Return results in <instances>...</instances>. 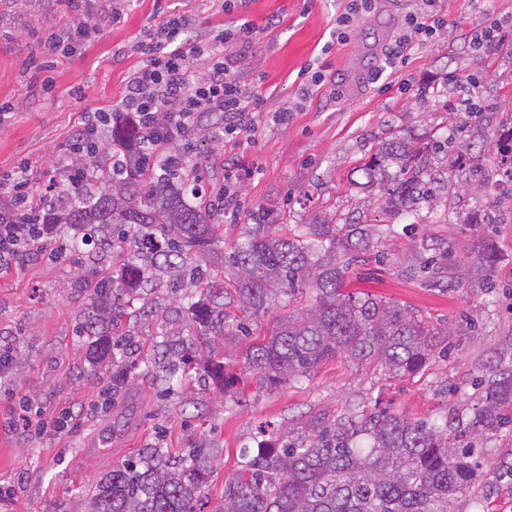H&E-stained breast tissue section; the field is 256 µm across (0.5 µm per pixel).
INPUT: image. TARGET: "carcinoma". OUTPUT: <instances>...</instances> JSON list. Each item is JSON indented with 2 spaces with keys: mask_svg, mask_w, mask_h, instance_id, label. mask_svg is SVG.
Here are the masks:
<instances>
[{
  "mask_svg": "<svg viewBox=\"0 0 512 512\" xmlns=\"http://www.w3.org/2000/svg\"><path fill=\"white\" fill-rule=\"evenodd\" d=\"M162 151L172 159L152 162L134 153L109 167L86 158L88 192L61 216L78 233L73 249L90 247L85 255L93 265L125 244L134 248L127 284L117 287L96 274L79 283L90 292L81 329L96 337L95 363L112 370L113 387L124 383L122 358L112 351V329L128 313L120 294L145 291L158 274L173 291L157 332L160 359L183 363L192 345L224 387L236 376L225 369L218 343L247 333L248 322L280 296L290 302L305 296L308 303L249 341L244 370L261 388L296 382L330 359L401 377L421 369L438 349L448 350L442 336L450 332L418 312L344 291L350 267L367 260L370 243L383 233L354 213L292 224L277 234L268 213L254 211L244 239L220 253L230 277L217 276L211 254L220 225L202 177L187 153L167 145ZM441 151L448 170L438 173L428 155ZM491 160L512 179V129L494 138L473 129L460 141L391 137L378 144L365 169L380 180L381 210L416 220V203L438 195L453 201V171L463 164L471 167L472 190L483 191V167ZM493 265L489 251L474 254V274L488 288ZM452 266L448 247L435 257L417 255L404 273L453 288ZM181 324L195 330L192 343L173 329ZM477 400L465 416L452 409L437 419L414 418L376 400L371 408L353 403L332 419L314 418L299 435L282 432L276 453L248 458L224 487L216 512H452L458 494L480 477L478 439L512 425L511 363L499 357L485 365ZM211 455L209 448H192L176 460L165 448H146L101 478L82 512H193Z\"/></svg>",
  "mask_w": 512,
  "mask_h": 512,
  "instance_id": "cac0c4a2",
  "label": "carcinoma"
}]
</instances>
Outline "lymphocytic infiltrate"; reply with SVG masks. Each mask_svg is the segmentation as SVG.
<instances>
[{"label": "lymphocytic infiltrate", "instance_id": "1", "mask_svg": "<svg viewBox=\"0 0 512 512\" xmlns=\"http://www.w3.org/2000/svg\"><path fill=\"white\" fill-rule=\"evenodd\" d=\"M191 25L183 14L148 31L140 44L147 62L130 77L120 104L86 112L73 140L58 152L56 174L39 198L27 191L28 163L0 180V269L15 268L21 257L56 239L59 210L86 190L87 178L78 175V161L97 156L104 127H132L137 151L154 156L167 142L190 146L191 132L212 114L218 117L215 129L225 139L257 130L263 101L229 70L232 56L250 46L253 27L243 23L194 42L187 36ZM443 27L428 14L407 16L401 33L384 49L386 64L396 65L414 46L434 40ZM198 59L205 60L206 73L196 70Z\"/></svg>", "mask_w": 512, "mask_h": 512}]
</instances>
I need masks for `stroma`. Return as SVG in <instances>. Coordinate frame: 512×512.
<instances>
[{
    "label": "stroma",
    "instance_id": "1",
    "mask_svg": "<svg viewBox=\"0 0 512 512\" xmlns=\"http://www.w3.org/2000/svg\"><path fill=\"white\" fill-rule=\"evenodd\" d=\"M90 6L99 27L74 47L70 35L80 14L64 0H0V104L13 107L0 121V175L31 162L30 192L40 195L82 113L119 104L129 77L146 62L139 49L146 31L168 15L193 16L204 37L250 21L252 46L232 71L264 99L265 112L289 105L294 111L288 123L262 122L236 144L206 128L193 135V157L211 198L224 190L225 160L252 170L238 185L245 210L224 219L219 248L242 236L251 209L270 210L278 224H308L360 208L363 223L391 233L373 245L376 259L356 266L347 290L398 302L436 327L452 328L451 348L399 378L333 360L298 383L265 389L242 376L225 393L202 364L192 363L189 383L170 392L159 371L148 368L156 318L133 316L117 330L129 381L107 402L90 339L80 332L88 296L75 287L76 263L28 256L21 269L0 275V347L13 351L10 366L0 371V415L49 418L69 410L76 423L59 435L0 430V512H77L106 470L141 449L176 455L191 446L215 450L195 506V512H214L225 484L259 441L272 444L279 432L340 414L346 402L379 399L424 418L452 408L468 412L483 361L512 354V194L490 164L485 178L487 196L497 203L496 223L477 229L465 224L473 207L466 192L445 207L421 206L420 223L406 229L371 207L379 188L363 165L391 135L444 138L455 132L468 99L481 107L479 126L499 131L512 125V0H435L434 14L448 23L445 35L413 49L377 83L371 75L382 65V49L418 0H377L342 45L334 32L345 0H237L231 9L224 0H91ZM493 20L502 46L474 48L468 33ZM51 36L58 42L52 53L45 47ZM45 56L50 68L27 69L31 58ZM312 63L325 66L326 81L302 100L298 73ZM431 244L453 249V274L464 279L463 287L445 291L405 276L407 262ZM480 246L497 254L490 289L471 281L467 267ZM509 460L512 428L486 442L482 476L459 494L454 512H473L478 498L492 512H512Z\"/></svg>",
    "mask_w": 512,
    "mask_h": 512
}]
</instances>
